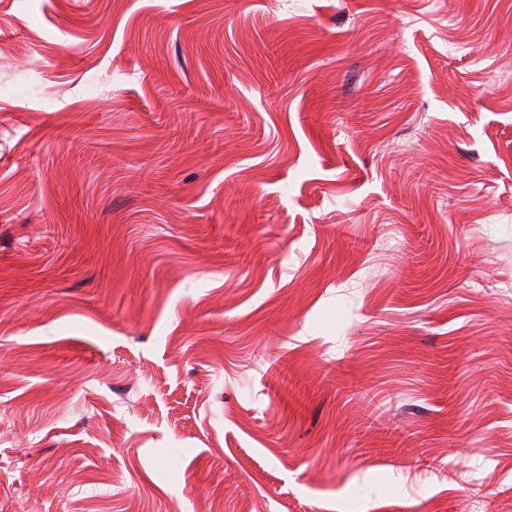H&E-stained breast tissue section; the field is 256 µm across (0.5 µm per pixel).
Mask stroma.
<instances>
[{"mask_svg":"<svg viewBox=\"0 0 512 512\" xmlns=\"http://www.w3.org/2000/svg\"><path fill=\"white\" fill-rule=\"evenodd\" d=\"M0 512H512V0H0Z\"/></svg>","mask_w":512,"mask_h":512,"instance_id":"1","label":"stroma"}]
</instances>
